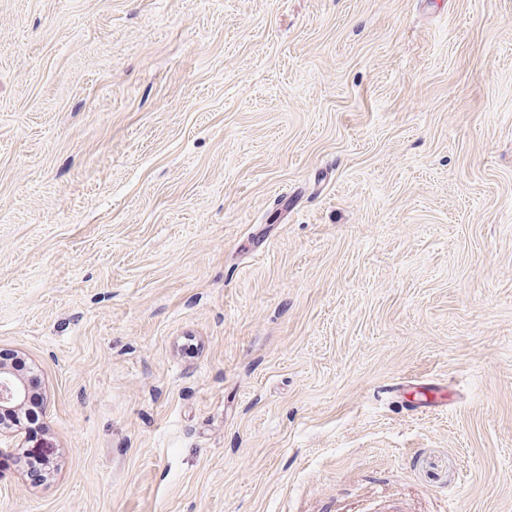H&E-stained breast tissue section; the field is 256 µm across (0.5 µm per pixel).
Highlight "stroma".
<instances>
[{
	"instance_id": "obj_1",
	"label": "stroma",
	"mask_w": 512,
	"mask_h": 512,
	"mask_svg": "<svg viewBox=\"0 0 512 512\" xmlns=\"http://www.w3.org/2000/svg\"><path fill=\"white\" fill-rule=\"evenodd\" d=\"M6 351L0 512H512V0H0ZM31 392L24 377L16 374L0 362V447L23 448L24 443H8L5 440L21 434L20 429L13 428L17 423H5L2 419L5 413L20 415L28 408Z\"/></svg>"
}]
</instances>
